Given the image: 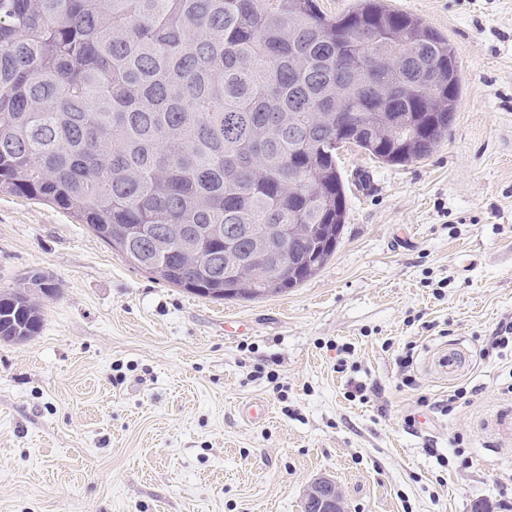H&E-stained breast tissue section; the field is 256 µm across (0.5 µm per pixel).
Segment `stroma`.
Returning <instances> with one entry per match:
<instances>
[{
	"label": "stroma",
	"instance_id": "35a3bbf8",
	"mask_svg": "<svg viewBox=\"0 0 512 512\" xmlns=\"http://www.w3.org/2000/svg\"><path fill=\"white\" fill-rule=\"evenodd\" d=\"M391 4L448 39L460 104L411 165L342 150L345 227L299 287L203 298L55 205L0 193V289L35 272L59 285L37 336L0 340V512H303L320 476L347 512L512 499V444L486 426L512 408V352L482 355L512 316V0ZM446 348L464 360L453 377L435 366ZM253 400L266 420H243Z\"/></svg>",
	"mask_w": 512,
	"mask_h": 512
}]
</instances>
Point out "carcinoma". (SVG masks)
Here are the masks:
<instances>
[{
    "label": "carcinoma",
    "instance_id": "1",
    "mask_svg": "<svg viewBox=\"0 0 512 512\" xmlns=\"http://www.w3.org/2000/svg\"><path fill=\"white\" fill-rule=\"evenodd\" d=\"M394 54L393 65L373 61ZM461 75L448 39L390 0L329 18L316 0H0V192L67 210L155 280L213 300L296 288L341 234L346 182L336 113L372 159L427 157L448 129ZM415 123L409 141L378 135ZM296 265L271 290L226 273L248 225ZM32 275L0 291V336L43 325Z\"/></svg>",
    "mask_w": 512,
    "mask_h": 512
}]
</instances>
